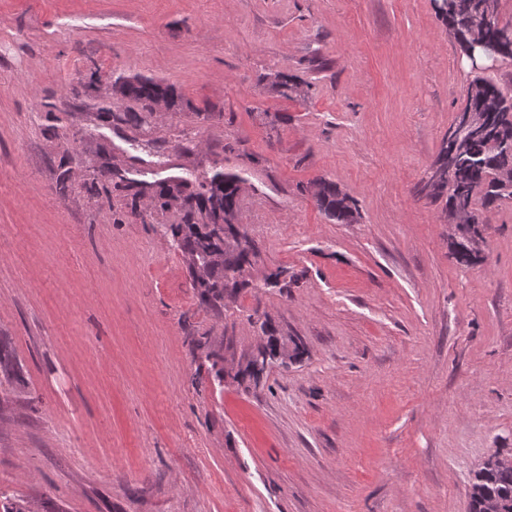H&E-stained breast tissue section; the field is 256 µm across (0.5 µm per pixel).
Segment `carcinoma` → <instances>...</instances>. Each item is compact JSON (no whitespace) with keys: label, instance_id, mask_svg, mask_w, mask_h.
<instances>
[{"label":"carcinoma","instance_id":"cac0c4a2","mask_svg":"<svg viewBox=\"0 0 512 512\" xmlns=\"http://www.w3.org/2000/svg\"><path fill=\"white\" fill-rule=\"evenodd\" d=\"M437 13L448 21L455 30L459 51L467 54L468 35L473 27L485 25V35L501 42L503 50L512 53V28L500 24L499 16L485 22L486 9L483 0H448V8L437 9ZM124 98L141 104L142 111L133 114L136 123L148 121L152 103L163 98L168 106L176 105L174 90L149 78H137L125 85ZM465 108L484 119L483 135L468 140L462 148L456 149L450 140H443L436 164L442 169V176L434 182H426L423 191L434 200L447 196L448 210L458 204H474L481 199L490 205L503 199L512 198V182H503L494 177L502 172L512 173V95L504 94L496 84L477 76L469 84ZM116 178L114 188L124 190L132 200L146 190L155 195L154 209L169 211L167 198L173 179L152 183L129 177V172L112 171ZM242 178L229 172H216L209 178L197 179L194 183L184 180L180 184L188 190L187 203L179 212L180 221L162 225V232L171 237L172 246L185 254L202 258L222 250L224 238L217 234L216 226L220 215L234 210ZM318 208L331 220L339 224L352 221L355 208L351 199L327 180H320ZM486 225L472 216V223L462 235L452 242V254L461 264L470 265L482 259L481 249L476 244L485 240ZM258 252L253 240L237 255L224 261L223 266L213 267L206 277L201 278L194 269H189L192 287L197 290L201 304L213 310L224 308V289L237 292L260 290L279 284L280 274L271 273L258 283L252 279L250 269ZM195 348L205 353V359L216 369L217 377L223 376L219 368L220 350L214 348L208 337L194 340ZM493 499L507 505L512 512V469L502 470L483 465L473 477L469 512H483L486 501Z\"/></svg>","mask_w":512,"mask_h":512}]
</instances>
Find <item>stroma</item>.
Here are the masks:
<instances>
[{"label":"stroma","mask_w":512,"mask_h":512,"mask_svg":"<svg viewBox=\"0 0 512 512\" xmlns=\"http://www.w3.org/2000/svg\"><path fill=\"white\" fill-rule=\"evenodd\" d=\"M115 74L181 104L125 124ZM475 75L433 0H0V505L468 512L512 454V199L475 203L466 267L421 189ZM115 167L240 173L251 275L284 287L202 305ZM255 311L299 354L247 390L191 340L244 355ZM316 184L322 186L320 196L316 200L318 208L331 220L339 224H349L354 215L351 199L336 188V185L327 180H320ZM485 231L486 225L473 213L472 223L452 242V254L459 263L470 265L483 258L481 249L476 244L485 241Z\"/></svg>","instance_id":"1"}]
</instances>
